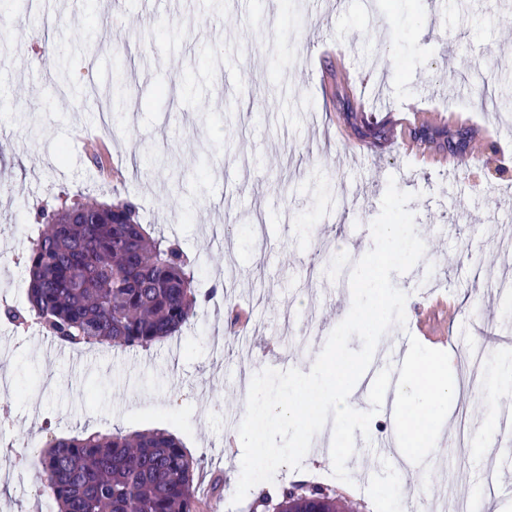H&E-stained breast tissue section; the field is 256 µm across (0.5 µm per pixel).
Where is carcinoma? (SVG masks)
Segmentation results:
<instances>
[{
  "instance_id": "cac0c4a2",
  "label": "carcinoma",
  "mask_w": 512,
  "mask_h": 512,
  "mask_svg": "<svg viewBox=\"0 0 512 512\" xmlns=\"http://www.w3.org/2000/svg\"><path fill=\"white\" fill-rule=\"evenodd\" d=\"M353 135L382 144L383 124L344 114ZM411 135L439 153L461 156L468 133L421 125ZM35 214L24 254L27 305L5 306L0 317L16 326L36 323L66 347L149 348L182 332L198 316L201 292L180 245L140 224L131 203L107 204L70 196ZM37 463L43 491L57 512H199L196 472L201 464L175 435L158 429L52 439ZM256 506L275 512H338L323 488L294 485L278 502L263 492Z\"/></svg>"
}]
</instances>
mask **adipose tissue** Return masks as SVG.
Listing matches in <instances>:
<instances>
[{
    "label": "adipose tissue",
    "instance_id": "adipose-tissue-1",
    "mask_svg": "<svg viewBox=\"0 0 512 512\" xmlns=\"http://www.w3.org/2000/svg\"><path fill=\"white\" fill-rule=\"evenodd\" d=\"M457 394V381L449 375L444 362L427 365L407 378L398 388L394 402L400 415L411 420L413 426L407 437L398 438V445L424 439L431 424L446 416L448 403Z\"/></svg>",
    "mask_w": 512,
    "mask_h": 512
}]
</instances>
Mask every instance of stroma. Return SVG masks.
Wrapping results in <instances>:
<instances>
[{"mask_svg":"<svg viewBox=\"0 0 512 512\" xmlns=\"http://www.w3.org/2000/svg\"><path fill=\"white\" fill-rule=\"evenodd\" d=\"M12 51L0 56V304H26L18 264L39 208L60 193L129 202L141 223L175 238L198 264L202 287L226 281L181 336L148 349L63 348L38 327L0 320V512H56L41 494L37 448L61 435L175 434L224 477L211 512L233 503L240 449L226 450L246 410L240 376L264 368L309 372L352 305L348 272L373 246L371 222L388 181L414 193L408 208L424 258L392 274L420 303L446 295L454 315L435 327L445 344L404 341L393 326L377 350L400 346L409 365L461 363L485 350L478 376L448 404V427L408 447L435 454L430 477L458 512L473 478L499 472L500 449L439 448L445 430L475 433L494 395L490 377L511 359L512 138L490 142L485 166L458 178L416 166L398 142L386 149L352 136L332 97L336 53L373 68L363 93L389 111L418 98L451 104L479 124H512V0H35L0 9ZM68 65L71 96L50 76ZM126 76L118 112L91 88ZM485 82L498 100L471 95ZM290 320L307 342L279 332ZM351 483L330 488L346 512H384L399 501L401 473L385 449L357 445Z\"/></svg>","mask_w":512,"mask_h":512,"instance_id":"stroma-1","label":"stroma"}]
</instances>
